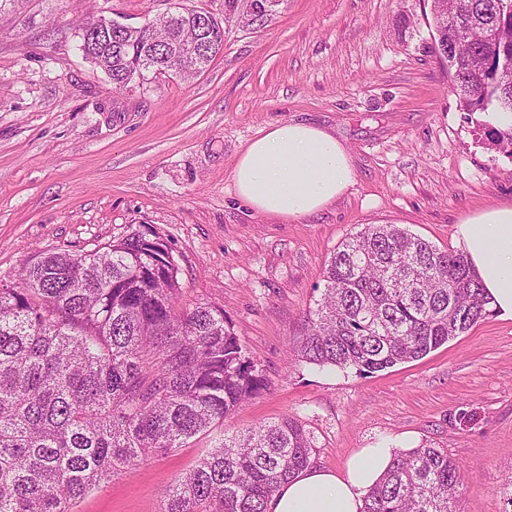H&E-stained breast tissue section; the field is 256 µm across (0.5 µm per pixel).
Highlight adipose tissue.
Listing matches in <instances>:
<instances>
[{
  "label": "adipose tissue",
  "instance_id": "adipose-tissue-1",
  "mask_svg": "<svg viewBox=\"0 0 512 512\" xmlns=\"http://www.w3.org/2000/svg\"><path fill=\"white\" fill-rule=\"evenodd\" d=\"M231 181L236 194L258 213L296 220L344 196L355 175L348 150L333 133L285 121L249 141ZM456 238L481 280L489 309L512 319V205L458 225ZM397 450V442L383 441L355 451L339 468L308 466L280 485L269 512H362Z\"/></svg>",
  "mask_w": 512,
  "mask_h": 512
}]
</instances>
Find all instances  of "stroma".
I'll return each instance as SVG.
<instances>
[{"mask_svg":"<svg viewBox=\"0 0 512 512\" xmlns=\"http://www.w3.org/2000/svg\"><path fill=\"white\" fill-rule=\"evenodd\" d=\"M173 0H0V285L41 251L75 254L152 230L173 248L179 304L223 309L268 380L223 425L149 456L74 512H161V492L218 439L284 417L314 437L312 463L409 437L462 467L458 512H504L512 490V320L489 316L424 358L374 373L296 357L301 322L336 247L396 224L456 249L458 224L512 204V155L491 114L459 107L431 51V0H276L262 21L224 0H181L224 27L209 68L115 92L83 59L78 26H139ZM334 132L350 191L302 220L255 213L234 192L237 156L269 125Z\"/></svg>","mask_w":512,"mask_h":512,"instance_id":"stroma-1","label":"stroma"}]
</instances>
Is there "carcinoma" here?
<instances>
[{
	"mask_svg": "<svg viewBox=\"0 0 512 512\" xmlns=\"http://www.w3.org/2000/svg\"><path fill=\"white\" fill-rule=\"evenodd\" d=\"M431 6L454 93L465 112L512 114V0ZM471 27L456 37L457 23ZM197 11L178 8L156 34L80 27L81 47L123 91L171 74L191 79L215 55L183 57ZM512 155V124L491 130ZM137 231L92 251H46L0 285V512H71L113 473L176 451L266 387L224 312L181 308L177 265ZM324 293L296 345L319 368L372 374L420 359L491 314L462 251L442 250L396 224L342 242ZM314 437L296 418L226 438L164 495L162 512H268L278 487L311 462ZM461 469L448 451L394 455L363 512H456Z\"/></svg>",
	"mask_w": 512,
	"mask_h": 512,
	"instance_id": "carcinoma-1",
	"label": "carcinoma"
}]
</instances>
